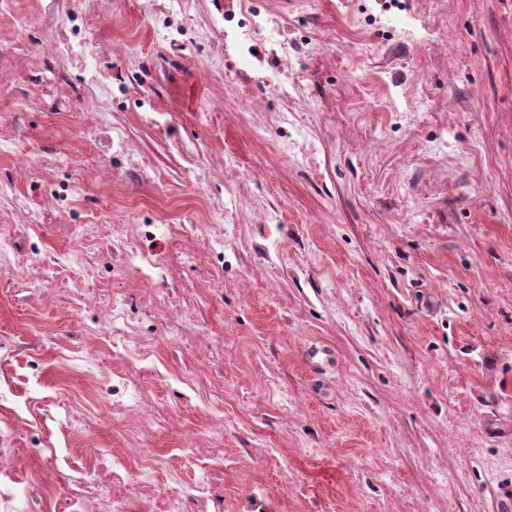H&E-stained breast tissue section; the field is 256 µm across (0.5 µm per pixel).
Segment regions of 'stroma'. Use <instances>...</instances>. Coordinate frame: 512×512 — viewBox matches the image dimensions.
<instances>
[{"label": "stroma", "instance_id": "1", "mask_svg": "<svg viewBox=\"0 0 512 512\" xmlns=\"http://www.w3.org/2000/svg\"><path fill=\"white\" fill-rule=\"evenodd\" d=\"M0 390L17 512H512V0H0Z\"/></svg>", "mask_w": 512, "mask_h": 512}]
</instances>
